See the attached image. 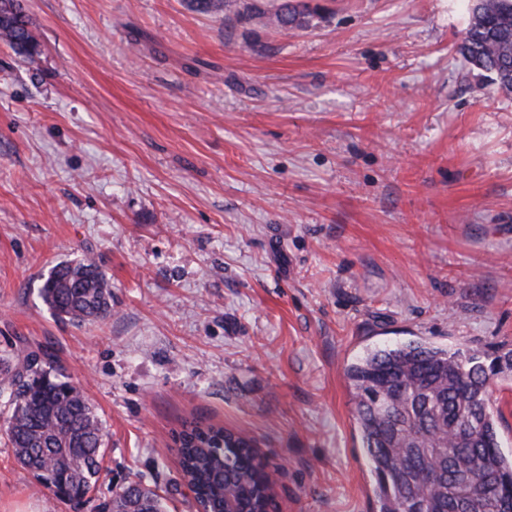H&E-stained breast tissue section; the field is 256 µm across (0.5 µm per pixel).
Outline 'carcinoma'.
Instances as JSON below:
<instances>
[{"label": "carcinoma", "mask_w": 512, "mask_h": 512, "mask_svg": "<svg viewBox=\"0 0 512 512\" xmlns=\"http://www.w3.org/2000/svg\"><path fill=\"white\" fill-rule=\"evenodd\" d=\"M190 9L280 32L305 31L319 16L306 0H187ZM469 24L457 45L470 68L512 92V0H462ZM0 39L32 57L38 41L19 0H0ZM40 295L73 324L112 317V290L95 260L52 267ZM512 370V350L470 353L425 343L374 348L347 369L354 416L373 479L375 512H512V454L499 445L492 381ZM8 393L6 435L17 461L45 487L64 482L87 497L97 490L107 436L83 390L51 355L0 359ZM182 478L195 503L221 512H273L275 496L252 440L231 429L191 422L175 439ZM98 512H166L157 490L130 482Z\"/></svg>", "instance_id": "cac0c4a2"}]
</instances>
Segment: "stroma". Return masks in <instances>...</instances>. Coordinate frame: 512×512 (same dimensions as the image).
Segmentation results:
<instances>
[{"label":"stroma","instance_id":"35a3bbf8","mask_svg":"<svg viewBox=\"0 0 512 512\" xmlns=\"http://www.w3.org/2000/svg\"><path fill=\"white\" fill-rule=\"evenodd\" d=\"M280 34L185 0H21L0 40V352L95 404L101 493L197 512L184 424L254 439L278 512H374L346 368L375 347L512 349V95L456 52L461 0H317ZM91 257L110 319L44 304ZM0 512L60 502L15 461ZM19 0H0V39L8 42L19 53L32 57L39 46L30 29Z\"/></svg>","mask_w":512,"mask_h":512}]
</instances>
